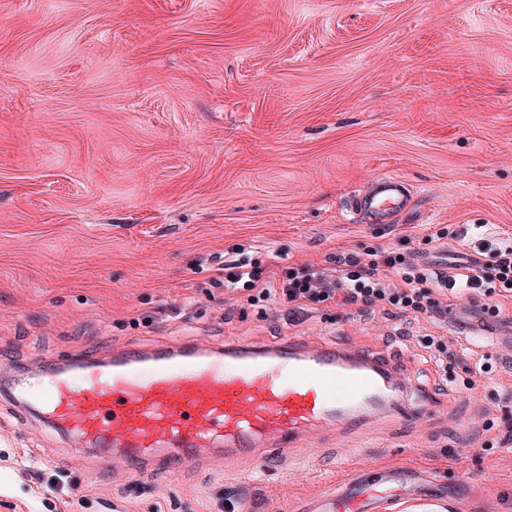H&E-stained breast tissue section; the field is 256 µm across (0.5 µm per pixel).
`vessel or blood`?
<instances>
[{
    "mask_svg": "<svg viewBox=\"0 0 512 512\" xmlns=\"http://www.w3.org/2000/svg\"><path fill=\"white\" fill-rule=\"evenodd\" d=\"M406 199L400 179L381 177L354 207L384 222ZM403 362L298 340L217 344L202 338L146 348L132 343L102 358L15 374L9 397L76 447L136 474L152 463L176 471L200 458L264 464L306 436L395 410ZM392 472L291 505L290 512H384Z\"/></svg>",
    "mask_w": 512,
    "mask_h": 512,
    "instance_id": "b4317fda",
    "label": "vessel or blood"
}]
</instances>
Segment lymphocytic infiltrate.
<instances>
[{"label":"lymphocytic infiltrate","mask_w":512,"mask_h":512,"mask_svg":"<svg viewBox=\"0 0 512 512\" xmlns=\"http://www.w3.org/2000/svg\"><path fill=\"white\" fill-rule=\"evenodd\" d=\"M491 253V266L476 260L452 273L419 265L412 251L400 246L348 251L333 256L327 266H292L268 276L252 259L239 257L226 261L220 272L227 290L254 303L279 298L296 312L309 305L344 302L441 320L448 316L449 294L462 291L481 296L482 315L495 317L502 300L512 298V237L497 239ZM388 270L398 277V286L384 279Z\"/></svg>","instance_id":"f902f5d3"}]
</instances>
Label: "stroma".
<instances>
[{"mask_svg":"<svg viewBox=\"0 0 512 512\" xmlns=\"http://www.w3.org/2000/svg\"><path fill=\"white\" fill-rule=\"evenodd\" d=\"M379 177L408 207L385 224L351 211ZM512 236V0H0V512H285L342 483L339 461L407 466L391 512H512V299L498 320L470 294L448 317L354 304H250L218 269L244 249L271 270L408 241L451 269L491 254L439 228ZM466 347L441 369L424 345ZM291 338L402 352L403 399L299 442L264 468L201 460L131 477L89 459L7 396L43 355H111L179 339ZM492 363L491 373L478 364Z\"/></svg>","mask_w":512,"mask_h":512,"instance_id":"1","label":"stroma"}]
</instances>
